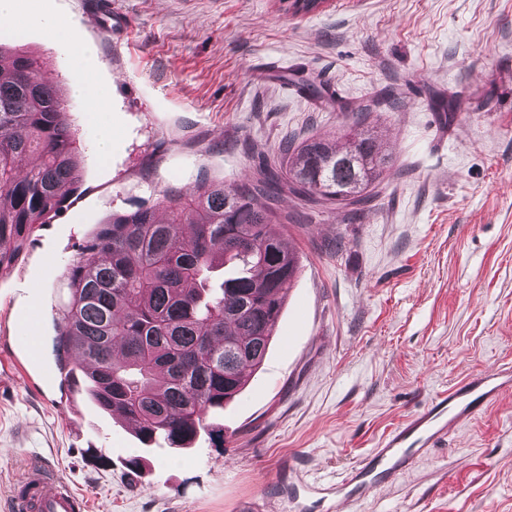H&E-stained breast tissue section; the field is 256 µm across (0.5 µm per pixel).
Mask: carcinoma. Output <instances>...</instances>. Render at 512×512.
Returning <instances> with one entry per match:
<instances>
[{
    "label": "carcinoma",
    "mask_w": 512,
    "mask_h": 512,
    "mask_svg": "<svg viewBox=\"0 0 512 512\" xmlns=\"http://www.w3.org/2000/svg\"><path fill=\"white\" fill-rule=\"evenodd\" d=\"M68 107L30 52L0 43V270L82 181ZM28 154L39 163L23 168ZM280 154L241 184L204 176L190 192L164 190L163 219L153 208L112 213L64 274L55 351L77 355L91 401L133 423L145 446L161 437L183 448L202 432L224 445L208 416L265 359L300 256L255 197L361 206L393 166L374 130L313 135Z\"/></svg>",
    "instance_id": "carcinoma-1"
}]
</instances>
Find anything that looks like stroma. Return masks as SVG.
<instances>
[{"instance_id":"35a3bbf8","label":"stroma","mask_w":512,"mask_h":512,"mask_svg":"<svg viewBox=\"0 0 512 512\" xmlns=\"http://www.w3.org/2000/svg\"><path fill=\"white\" fill-rule=\"evenodd\" d=\"M106 1L124 26L108 24ZM15 38L69 100L83 178L0 271V365L35 307L37 353L55 374L49 386L0 380V512L32 464L53 467L89 512H295L291 499L334 484L435 394L512 362V0H326L299 15L279 0H19L0 23V43ZM296 71L333 96H300ZM78 75L108 112L75 95ZM453 94L478 111L441 120L428 102ZM363 124L386 131L395 156L364 211L256 199L285 217L302 268L262 366L213 418L223 445L203 434L143 452L53 348L79 245L165 188L240 183L259 159L277 164L284 140ZM141 453L135 476L126 460ZM360 512H512V394Z\"/></svg>"}]
</instances>
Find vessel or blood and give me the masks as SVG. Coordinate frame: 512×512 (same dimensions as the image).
Listing matches in <instances>:
<instances>
[{
  "label": "vessel or blood",
  "mask_w": 512,
  "mask_h": 512,
  "mask_svg": "<svg viewBox=\"0 0 512 512\" xmlns=\"http://www.w3.org/2000/svg\"><path fill=\"white\" fill-rule=\"evenodd\" d=\"M510 393L512 365L501 364L435 395L330 486L334 512H353L371 493L395 482L431 449L446 442L476 408L490 406ZM23 487L11 504L13 512H86L84 498L49 467L32 468Z\"/></svg>",
  "instance_id": "obj_1"
}]
</instances>
